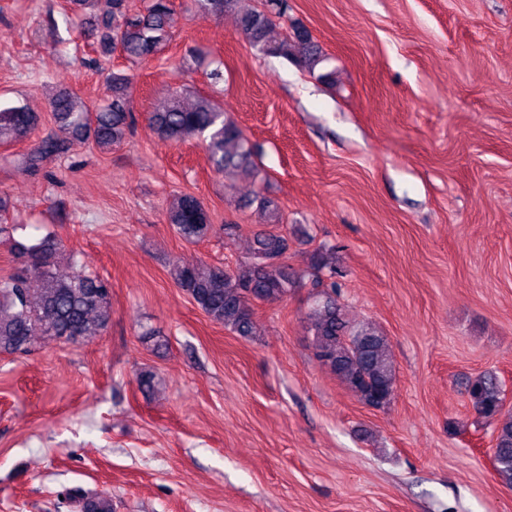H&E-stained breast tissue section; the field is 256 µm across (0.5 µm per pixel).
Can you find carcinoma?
<instances>
[{
	"mask_svg": "<svg viewBox=\"0 0 512 512\" xmlns=\"http://www.w3.org/2000/svg\"><path fill=\"white\" fill-rule=\"evenodd\" d=\"M139 11L128 0H68V8L82 16L92 36L93 50L109 59L116 49L131 63H141L165 52L173 40L176 8L173 0H144ZM199 7L234 12L242 38L256 51L291 60L313 75L326 57L302 28H294L281 40L270 39L274 19L288 12V0H274L269 13L263 9L238 8L239 0H195ZM112 98L88 108L80 96L60 90L51 98L50 111L59 134L42 141L38 150L14 159L27 172L39 170L43 162L64 152L75 142L92 141L102 149L120 144L133 123L130 75H110ZM158 138L169 145L198 139L217 174H234L254 179L257 169L252 148L241 129L224 115V107L210 95L197 94L187 104L179 91L149 113ZM41 114L26 106L0 108V144L29 136L40 124ZM259 214L264 224L282 223L277 206L259 198ZM167 222L188 243H197L213 231L203 203L191 193L174 198ZM18 265L0 280V354L25 355L41 339L88 344L99 338L110 322L112 285L98 276L81 271L61 274L56 269L61 242L47 234L34 243L10 239ZM288 251L286 237L274 231L254 235L250 260L231 269L179 257L173 262L174 280L214 323L243 338L255 335L254 304L280 301L288 297L295 277L284 263ZM312 288L317 290L312 322V346L316 361L335 373L364 405L387 408L393 399L396 373L387 348V337L369 323L353 324L336 302V284H324L320 272L328 267L323 255L310 257ZM467 396L473 414L496 421L493 431L495 474L512 487V409L504 403L501 380L493 373L468 382ZM70 499L80 512H112L106 494L90 495L82 488L70 491Z\"/></svg>",
	"mask_w": 512,
	"mask_h": 512,
	"instance_id": "carcinoma-1",
	"label": "carcinoma"
}]
</instances>
